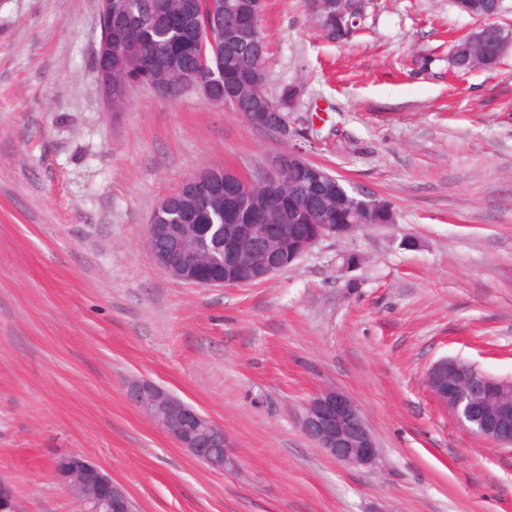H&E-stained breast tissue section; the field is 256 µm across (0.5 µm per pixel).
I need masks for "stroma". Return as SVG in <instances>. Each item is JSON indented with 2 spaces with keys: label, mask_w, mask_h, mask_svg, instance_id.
<instances>
[{
  "label": "stroma",
  "mask_w": 512,
  "mask_h": 512,
  "mask_svg": "<svg viewBox=\"0 0 512 512\" xmlns=\"http://www.w3.org/2000/svg\"><path fill=\"white\" fill-rule=\"evenodd\" d=\"M98 15L99 0H0V475L29 512H77L53 468L69 452L138 512H512V447L423 384L445 357L512 378V51L450 76L455 39L481 24L454 0H368L341 45L304 0H265L268 91H299L288 144L193 89L137 87L107 112ZM291 147L393 223L243 286L151 261L163 196L213 166L255 177ZM133 379L221 424L238 467L175 445L130 402ZM327 387L362 410L376 465L302 432Z\"/></svg>",
  "instance_id": "stroma-1"
}]
</instances>
